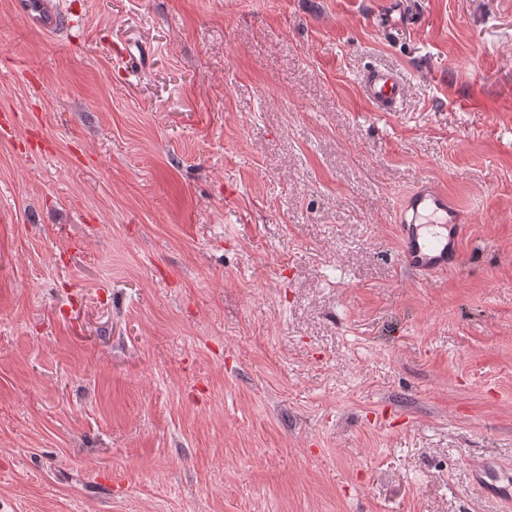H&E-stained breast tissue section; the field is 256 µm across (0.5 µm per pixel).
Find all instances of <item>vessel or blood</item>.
I'll return each instance as SVG.
<instances>
[{
    "mask_svg": "<svg viewBox=\"0 0 512 512\" xmlns=\"http://www.w3.org/2000/svg\"><path fill=\"white\" fill-rule=\"evenodd\" d=\"M13 10L32 28L49 35H60L73 26L63 0H13ZM362 89L373 105L389 110L403 97L405 85L393 71L376 69L364 77ZM396 223L404 267L435 275L458 268L466 218L442 188L420 182L402 201ZM473 479L487 496L512 499V470L488 461L475 468Z\"/></svg>",
    "mask_w": 512,
    "mask_h": 512,
    "instance_id": "obj_1",
    "label": "vessel or blood"
}]
</instances>
